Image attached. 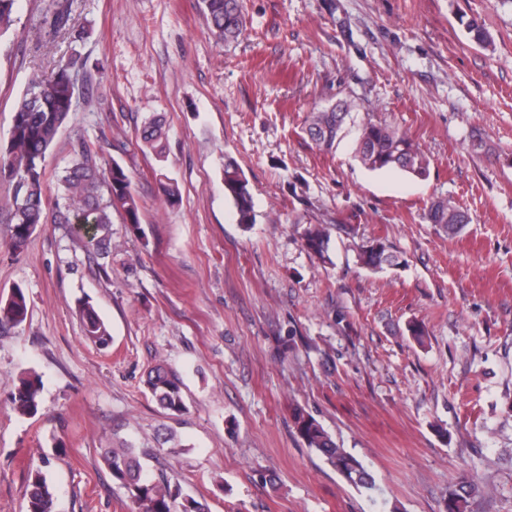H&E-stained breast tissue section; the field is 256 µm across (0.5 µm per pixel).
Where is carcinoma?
<instances>
[{"instance_id":"carcinoma-1","label":"carcinoma","mask_w":512,"mask_h":512,"mask_svg":"<svg viewBox=\"0 0 512 512\" xmlns=\"http://www.w3.org/2000/svg\"><path fill=\"white\" fill-rule=\"evenodd\" d=\"M19 0H0V37L14 24ZM201 10L213 40L224 46L236 43L246 30L242 0H201ZM71 17L69 0H61L47 18L49 32L56 35L67 29ZM471 42L493 45L485 24L472 17L464 22ZM89 60L80 51L58 61L49 71L34 74L17 100L6 146H0V179L12 184L10 242L14 249L24 247L37 228L43 224H68L70 214L87 213L92 219V235L88 246L97 258L99 270L107 272L112 256L109 224L112 212L121 214L127 224L137 225L139 204L131 190V177L117 161L100 163L99 151L82 139L59 179L58 196L49 206L45 195L43 163L71 112L76 110L80 95H92L89 86L80 87ZM356 107L353 101L316 109L307 117L309 139L322 151H330L343 130L346 118ZM161 128L154 121L144 124L141 140L146 147L162 156ZM355 156L369 171L396 169L415 178L429 174L430 159L408 135L398 128L372 118L364 121L356 139ZM224 193L232 200L237 222L255 223L253 199L248 180L236 163L224 162ZM430 223L443 233L454 236L470 223L467 212L446 199L432 202L428 210ZM306 250L323 263L331 262L330 234L320 225L309 228L303 235ZM358 258L367 269L377 272L398 265V256L379 240L359 246ZM29 305L24 289L16 286L0 297V329L17 327L25 322ZM84 336L94 345L105 349L112 343L109 323L85 302L80 307ZM146 386L153 398L172 414L187 409L183 383L173 368L158 364L149 372ZM42 380L37 374L19 378L12 392L15 411L23 416L38 412ZM294 428L302 442L318 452L350 485L364 490L376 488L372 473L353 455L339 447L323 426L311 415L297 408L293 414ZM105 462L113 481L125 489L136 512H206V505L183 495L178 482L167 477H150L143 473L137 455L130 448H111ZM480 492L475 478L460 480L448 493L445 512H466L469 499ZM25 512H55L54 495L45 474L31 471L25 492Z\"/></svg>"}]
</instances>
